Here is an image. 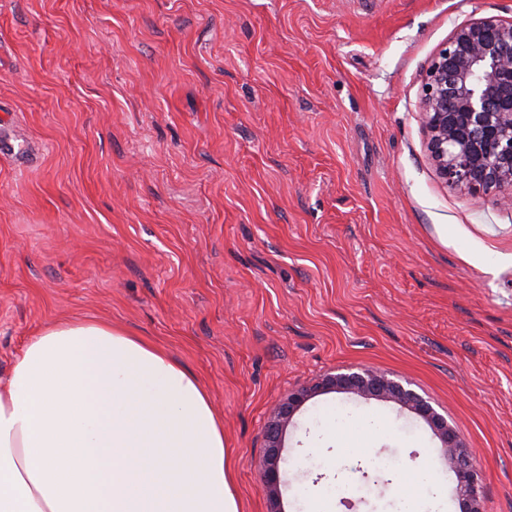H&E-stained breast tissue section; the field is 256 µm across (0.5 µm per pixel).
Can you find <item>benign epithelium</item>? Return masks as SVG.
Here are the masks:
<instances>
[{"label": "benign epithelium", "instance_id": "benign-epithelium-1", "mask_svg": "<svg viewBox=\"0 0 512 512\" xmlns=\"http://www.w3.org/2000/svg\"><path fill=\"white\" fill-rule=\"evenodd\" d=\"M420 112L441 178L475 193L511 189L512 22L485 18L458 28L426 71ZM330 389L394 401L424 417L441 439L443 463L460 478L463 512H480L479 470L447 418L414 390L371 367L334 374L312 389L295 390L274 409L260 460L272 512H281L277 489L283 434L313 394Z\"/></svg>", "mask_w": 512, "mask_h": 512}]
</instances>
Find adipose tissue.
<instances>
[{
	"label": "adipose tissue",
	"instance_id": "1",
	"mask_svg": "<svg viewBox=\"0 0 512 512\" xmlns=\"http://www.w3.org/2000/svg\"><path fill=\"white\" fill-rule=\"evenodd\" d=\"M0 512H240L224 423L162 350L56 323L0 385Z\"/></svg>",
	"mask_w": 512,
	"mask_h": 512
}]
</instances>
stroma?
<instances>
[{"mask_svg":"<svg viewBox=\"0 0 512 512\" xmlns=\"http://www.w3.org/2000/svg\"><path fill=\"white\" fill-rule=\"evenodd\" d=\"M512 0H0V381L64 318L204 384L242 512L288 394L368 366L442 414L512 512V206L446 183L432 58ZM377 418L356 457L336 410ZM457 477L420 416L326 391L285 433L283 512H396ZM435 474L436 470L431 466L418 470L415 475V484L405 486L398 496L399 512H420L418 508L420 500L416 493V487L431 483Z\"/></svg>","mask_w":512,"mask_h":512,"instance_id":"obj_1","label":"stroma"}]
</instances>
